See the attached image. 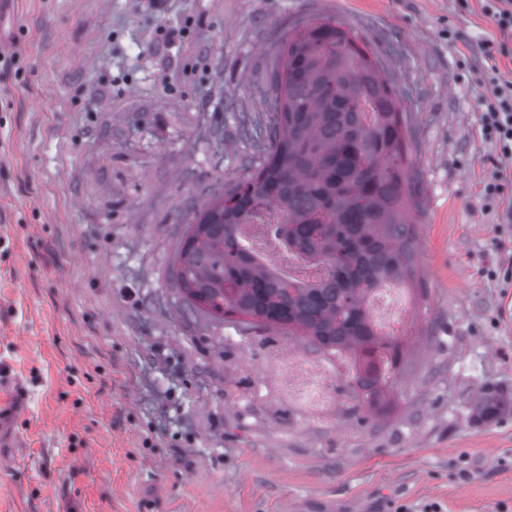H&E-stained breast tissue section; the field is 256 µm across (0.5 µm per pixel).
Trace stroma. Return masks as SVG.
<instances>
[{
	"label": "stroma",
	"mask_w": 512,
	"mask_h": 512,
	"mask_svg": "<svg viewBox=\"0 0 512 512\" xmlns=\"http://www.w3.org/2000/svg\"><path fill=\"white\" fill-rule=\"evenodd\" d=\"M330 17L410 116L423 291L388 410L312 423L270 348L187 316L171 261L236 179L274 31ZM480 0H15L0 18V512H512V188L481 134ZM512 407V396L509 397L494 392H486L472 407L474 420H490L495 418L503 409Z\"/></svg>",
	"instance_id": "1"
}]
</instances>
